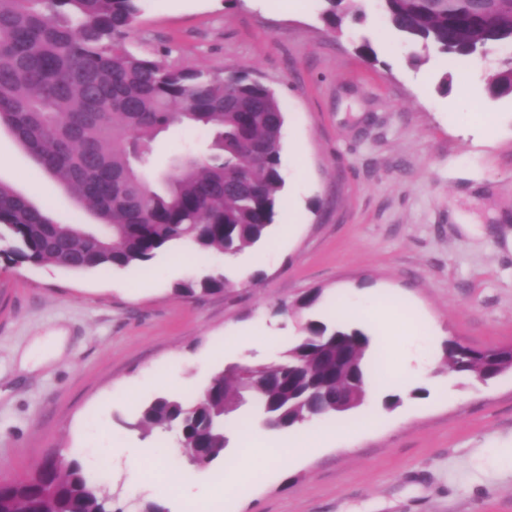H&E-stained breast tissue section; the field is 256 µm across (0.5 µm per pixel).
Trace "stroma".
<instances>
[{
	"mask_svg": "<svg viewBox=\"0 0 512 512\" xmlns=\"http://www.w3.org/2000/svg\"><path fill=\"white\" fill-rule=\"evenodd\" d=\"M363 21L330 30L318 0H146L134 49L185 70L243 68L270 87L285 115L283 193L304 220L293 237L273 222L239 255L197 260L192 246L141 271L72 273L0 259V476L47 457L107 456L101 487L123 512L158 501L170 512H512V372L487 382L442 371L456 340L512 345V99L492 100L488 77L512 56L495 48L460 69L395 35L377 0ZM370 40L376 60L356 47ZM0 180L64 223H91L0 129ZM217 272L228 289L195 296L177 283ZM320 291L313 309L297 299ZM384 299L391 318L417 312L418 332L373 368L404 370L397 407L377 393L353 415L323 419L332 439L273 462L249 457L257 480L224 492V465L251 422L269 445L288 441L248 408L232 413L222 462L189 467L175 432L128 429L157 394L192 396L230 366L271 364L301 323L332 319L338 301ZM247 328L256 351L229 344ZM139 457L131 471L130 457Z\"/></svg>",
	"mask_w": 512,
	"mask_h": 512,
	"instance_id": "35a3bbf8",
	"label": "stroma"
}]
</instances>
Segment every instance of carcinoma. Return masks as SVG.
<instances>
[{
	"mask_svg": "<svg viewBox=\"0 0 512 512\" xmlns=\"http://www.w3.org/2000/svg\"><path fill=\"white\" fill-rule=\"evenodd\" d=\"M145 0H0V127L33 164L94 217L96 227L56 220L0 180V258L70 272L134 269L172 244L235 255L261 241L273 224L284 181V112L274 92L244 69L223 74L184 70L132 49L129 39ZM330 29L345 0H321ZM391 29L427 50L468 57L512 43V0H379ZM494 97L512 95V58L488 81ZM171 128H202L201 153L172 159L154 172V140ZM207 274L175 286L181 294L222 290ZM369 335L348 322L309 320L276 365L246 384L232 370L192 399L156 396L129 427L147 437L178 431L196 444L189 465L223 456L226 416L244 405L289 429L311 410L336 415V391L366 389ZM355 359L336 372V354ZM444 364L481 379L494 365L512 366L506 350L448 341ZM113 497L75 459L49 471L43 484L3 486L0 512H112Z\"/></svg>",
	"mask_w": 512,
	"mask_h": 512,
	"instance_id": "1",
	"label": "carcinoma"
}]
</instances>
